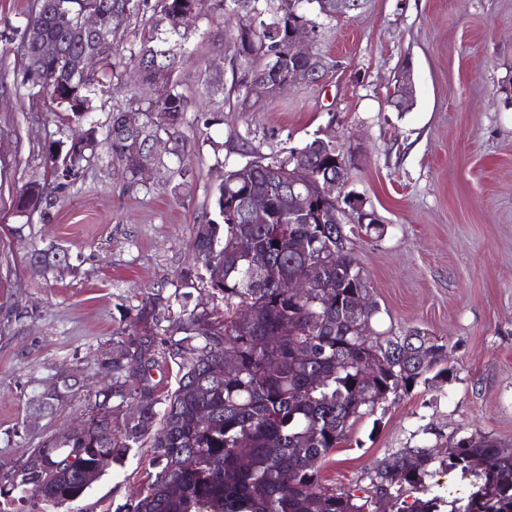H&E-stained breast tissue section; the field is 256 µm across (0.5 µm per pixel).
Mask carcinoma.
Returning <instances> with one entry per match:
<instances>
[{
  "instance_id": "obj_1",
  "label": "carcinoma",
  "mask_w": 512,
  "mask_h": 512,
  "mask_svg": "<svg viewBox=\"0 0 512 512\" xmlns=\"http://www.w3.org/2000/svg\"><path fill=\"white\" fill-rule=\"evenodd\" d=\"M228 1L252 20L228 42L233 59L261 61L235 84L244 99L273 95L290 66L309 70L315 82L324 76L327 64L295 57L290 43L298 27L314 25L309 14H324L332 0H64L51 14L33 4L15 27L29 97H49L59 118L84 125L97 86L116 77L111 57L127 21L148 10L151 27L128 52L155 97L112 112L103 130L89 124L70 141L62 162L51 154V180L16 197L18 214L53 208L102 146L129 186L139 182L147 144L156 137L171 143L170 156L181 157L188 100L175 72L187 33L172 19L192 3L200 16L225 10ZM94 9L112 13V43L103 52L102 74L84 76L70 66L84 49L72 31ZM35 22L60 44L59 60L40 62L38 48L26 42ZM129 111L141 113L135 129L125 125ZM295 155L316 174L310 183L316 208L329 205L318 184L336 178L340 153L318 136L279 156L247 161V182L237 180L238 168L227 170L213 217L195 227L196 269L184 276L221 297L224 310L191 307L190 294L166 296L161 287L133 307L135 332L116 333L112 350L98 359L107 384L89 396L81 429L66 442L45 438L0 477V512H15L16 503L25 512H82L75 504L105 474L100 457L121 465L136 448L149 449L142 490L114 512H377L384 499L395 512H512V447L481 433L456 440L446 459L425 447L387 454L374 462L367 487L337 490L322 483L323 464L348 440L354 422L410 385L448 378L452 369L448 344L426 330L357 336L352 304L356 294L370 292L369 279L348 243L336 245L341 225L291 216L283 173ZM257 193L271 204L263 224L251 222L245 210ZM252 254L264 259L262 266L252 265ZM30 262L71 266L61 248L35 250ZM304 266L314 286L300 297L288 281ZM228 355L238 365L233 377L224 376ZM169 360L178 367V385L162 393L153 371ZM78 385L76 375L62 372L52 395L29 397L27 426L53 415ZM51 464L55 476L45 483L42 473ZM439 468L471 476L469 495H441L426 486Z\"/></svg>"
}]
</instances>
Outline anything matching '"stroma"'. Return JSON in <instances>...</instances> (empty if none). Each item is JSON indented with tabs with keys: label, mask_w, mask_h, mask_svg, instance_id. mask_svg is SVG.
Masks as SVG:
<instances>
[{
	"label": "stroma",
	"mask_w": 512,
	"mask_h": 512,
	"mask_svg": "<svg viewBox=\"0 0 512 512\" xmlns=\"http://www.w3.org/2000/svg\"><path fill=\"white\" fill-rule=\"evenodd\" d=\"M32 5L0 0V475L84 416L101 385L97 358L125 308L178 283L191 262L194 227L211 213L225 166L315 135L355 152L347 188L386 228L352 244L380 308L373 329H425L447 341L453 368L448 381L416 386L358 420L324 465L325 484L367 485L384 455L428 447L444 456L474 433L512 445V102L501 92L512 84V0H363L346 15L316 18L312 47L329 65L325 76L256 104L235 90L248 67L225 48L239 16L195 18L178 75L191 108L184 176L157 172L129 189L103 154L49 213L22 216L16 195L45 180L49 146L69 134L48 100L16 85L25 60L11 33ZM116 60L119 89L93 101L99 121L153 94L128 52ZM405 63L417 93L401 112L391 99ZM216 77L217 94L208 90ZM199 110L212 112L213 126L196 123ZM180 182L186 192L174 194ZM53 246L68 250L71 270L31 266L34 250ZM59 372L76 373L79 391L39 429L14 436L28 396ZM137 463L110 467L82 512L136 494Z\"/></svg>",
	"instance_id": "stroma-1"
}]
</instances>
